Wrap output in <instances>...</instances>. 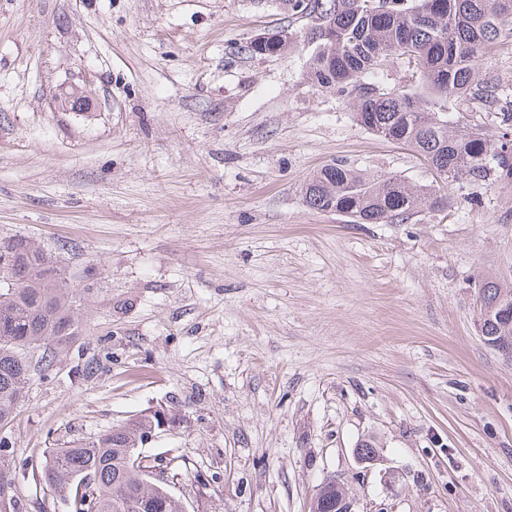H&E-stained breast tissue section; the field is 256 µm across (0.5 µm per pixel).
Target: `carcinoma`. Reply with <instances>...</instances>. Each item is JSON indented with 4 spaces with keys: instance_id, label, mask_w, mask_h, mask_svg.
Returning a JSON list of instances; mask_svg holds the SVG:
<instances>
[{
    "instance_id": "1",
    "label": "carcinoma",
    "mask_w": 512,
    "mask_h": 512,
    "mask_svg": "<svg viewBox=\"0 0 512 512\" xmlns=\"http://www.w3.org/2000/svg\"><path fill=\"white\" fill-rule=\"evenodd\" d=\"M288 14L310 18L305 33L315 45L309 58L314 82L323 89L354 92L355 119L385 139L411 146L443 179L486 182L512 178V133L493 138L464 131L446 117L448 103L471 96L477 70L493 42L512 35L505 18L512 0H280ZM275 31L250 43L255 54L288 53L298 36ZM396 56L414 59L412 91L384 90L378 74ZM315 210L336 211L356 224L404 222L438 202L429 188L398 177H367L341 163L315 171L305 185ZM15 262L10 284L0 279V431L25 402L32 364L27 350L49 339L73 336L80 327L82 294L57 273L53 259L27 237L0 239ZM480 332L497 351L512 349V283L485 278L478 285ZM156 416L143 415L113 426L96 439L50 451L42 468L54 488L85 499L96 512H184L179 497L154 485L139 461L136 442ZM333 495L320 488L313 512H340ZM0 512H16L14 477L0 467Z\"/></svg>"
}]
</instances>
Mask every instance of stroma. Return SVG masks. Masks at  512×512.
Here are the masks:
<instances>
[{"instance_id":"35a3bbf8","label":"stroma","mask_w":512,"mask_h":512,"mask_svg":"<svg viewBox=\"0 0 512 512\" xmlns=\"http://www.w3.org/2000/svg\"><path fill=\"white\" fill-rule=\"evenodd\" d=\"M310 25L278 0H0V239L84 292L78 334L33 350L53 366L0 450L18 512H75L47 451L153 413L141 452L186 512H312L330 477L354 512H512V360L476 302L481 279L512 281V182L443 186L314 85L312 45L248 50ZM86 76L94 112L60 111ZM479 80L512 101V37ZM502 111L447 113L497 136ZM332 163L447 202L403 223L310 209ZM285 31H288V36H283L282 33ZM272 34H275V36L271 37L270 40L251 42L249 46L251 51L255 54H281L277 52L288 54V51H291V49H293L298 43L297 34L289 31V29L277 30L272 32Z\"/></svg>"}]
</instances>
